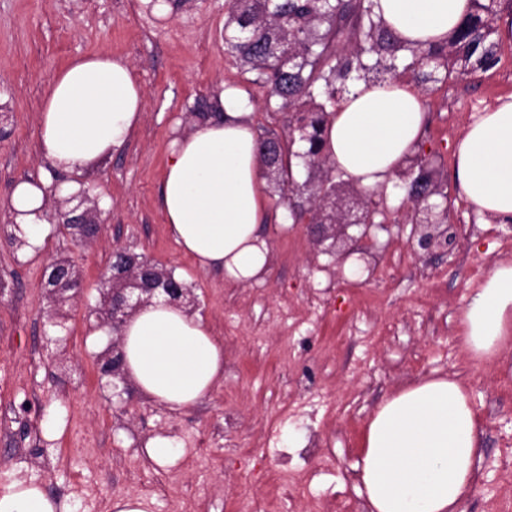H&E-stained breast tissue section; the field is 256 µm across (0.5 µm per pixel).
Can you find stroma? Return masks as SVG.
Returning a JSON list of instances; mask_svg holds the SVG:
<instances>
[{"label": "stroma", "mask_w": 512, "mask_h": 512, "mask_svg": "<svg viewBox=\"0 0 512 512\" xmlns=\"http://www.w3.org/2000/svg\"><path fill=\"white\" fill-rule=\"evenodd\" d=\"M231 0H0V204L39 172L38 115L53 75L81 55L126 58L144 89L131 141L80 180L106 197L89 246L53 225L44 251L20 260L0 214V487L19 464L50 497L79 500L77 476L100 502L144 495L153 512H366L355 465L364 426L399 388L431 374L466 385L482 427L478 481L463 512L512 505V370L475 363L459 330L467 297L493 265L512 259V223H488L453 177L455 141L473 117L512 94V41L488 71L456 72L424 92L419 151L437 157L453 248L415 255L412 204L402 189L379 198L374 272L339 273L335 252L314 246L287 198L272 195L271 261L263 282L232 284L198 269L171 239L159 202L171 140L189 130L223 86L238 88L257 134L287 136L289 113L266 101L256 73L224 47ZM145 256L191 288L194 310L224 347V379L189 410L170 413L136 388L118 396L98 369L114 335L103 317L115 250ZM69 260L78 279L61 305L43 267ZM323 296L326 309L311 299ZM157 433L181 450L162 468L143 443Z\"/></svg>", "instance_id": "35a3bbf8"}]
</instances>
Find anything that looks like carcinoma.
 Here are the masks:
<instances>
[{
    "label": "carcinoma",
    "mask_w": 512,
    "mask_h": 512,
    "mask_svg": "<svg viewBox=\"0 0 512 512\" xmlns=\"http://www.w3.org/2000/svg\"><path fill=\"white\" fill-rule=\"evenodd\" d=\"M476 9L447 44L425 50L409 49L399 37L375 19L372 0H232L224 24L225 50L240 65L255 71L267 88V101L295 114L299 139L308 149L299 152L280 146L279 160L263 169L280 192H295L310 209L323 214L337 210L347 221L359 213L371 222L378 215L377 193L336 180L334 166L320 156V136L328 112L356 81L384 82L411 74L426 90L449 77L454 68L488 70L498 61L492 39L497 21L496 0ZM299 159L308 179H293ZM405 186L413 203L411 221L419 223L421 208L445 196L435 158L416 154L408 160Z\"/></svg>",
    "instance_id": "1"
}]
</instances>
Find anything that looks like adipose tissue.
Here are the masks:
<instances>
[{"mask_svg":"<svg viewBox=\"0 0 512 512\" xmlns=\"http://www.w3.org/2000/svg\"><path fill=\"white\" fill-rule=\"evenodd\" d=\"M475 0H373V11L406 45H442L473 13ZM144 93L127 60L73 59L44 100L38 150L47 166L19 182L4 208L17 254H40L51 234L50 197L65 198L74 178L122 149L138 128ZM212 116L173 138L160 187L168 232L202 270L235 283L262 281L270 263L265 226L268 185L258 163L249 109L232 87ZM426 123L422 95L401 80L358 82L328 116L322 153L366 191H388ZM454 179L478 213L512 221V95L470 124L455 147ZM474 360H495L512 343V260L497 262L468 298L461 319ZM124 371L143 395L181 413L224 378V347L203 319L162 293L138 307L121 331ZM481 458L479 424L454 375L422 378L384 401L365 427L356 465L368 512H460ZM0 512H76L34 479L0 488Z\"/></svg>","mask_w":512,"mask_h":512,"instance_id":"adipose-tissue-1","label":"adipose tissue"}]
</instances>
